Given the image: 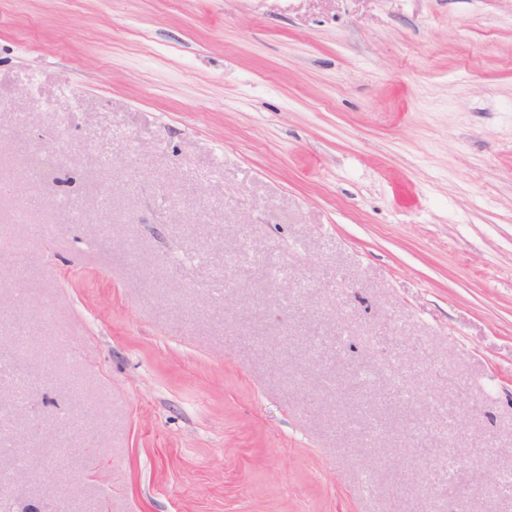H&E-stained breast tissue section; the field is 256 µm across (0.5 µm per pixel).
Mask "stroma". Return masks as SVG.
Returning a JSON list of instances; mask_svg holds the SVG:
<instances>
[{
    "label": "stroma",
    "instance_id": "stroma-1",
    "mask_svg": "<svg viewBox=\"0 0 512 512\" xmlns=\"http://www.w3.org/2000/svg\"><path fill=\"white\" fill-rule=\"evenodd\" d=\"M1 354L0 512L512 473V0H0Z\"/></svg>",
    "mask_w": 512,
    "mask_h": 512
}]
</instances>
